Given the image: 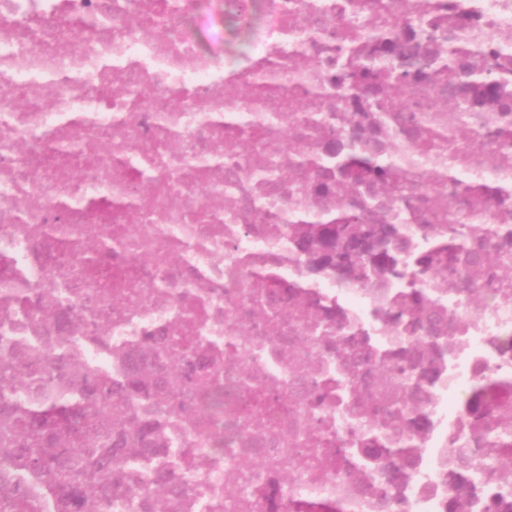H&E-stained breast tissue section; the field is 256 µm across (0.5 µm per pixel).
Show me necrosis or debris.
Instances as JSON below:
<instances>
[{
  "mask_svg": "<svg viewBox=\"0 0 512 512\" xmlns=\"http://www.w3.org/2000/svg\"><path fill=\"white\" fill-rule=\"evenodd\" d=\"M508 264L512 0H0V512H512ZM336 224H311L313 234L303 239L302 242L310 241V238L320 239L321 231ZM368 245L366 241L358 237L352 231V228L345 226H336V235L334 232L329 238L320 241L319 248L315 255L311 256L312 264L321 267L332 262H336V266H350L359 255H368Z\"/></svg>",
  "mask_w": 512,
  "mask_h": 512,
  "instance_id": "4bbe7bcc",
  "label": "necrosis or debris"
}]
</instances>
